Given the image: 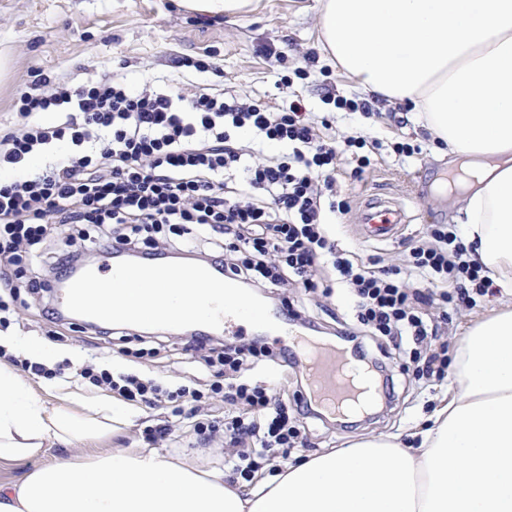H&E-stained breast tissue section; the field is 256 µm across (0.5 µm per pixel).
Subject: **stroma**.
Here are the masks:
<instances>
[{
	"label": "stroma",
	"mask_w": 512,
	"mask_h": 512,
	"mask_svg": "<svg viewBox=\"0 0 512 512\" xmlns=\"http://www.w3.org/2000/svg\"><path fill=\"white\" fill-rule=\"evenodd\" d=\"M317 26V0H259L255 11L234 20L187 13L177 0H0V51L11 60L8 75L0 80V129L25 126L14 99L37 70L70 84L110 73L135 92L162 81L188 94L195 85L219 82L241 102L274 111L300 101L311 122L330 119L325 140L340 144L361 136L367 141L364 152L371 164L360 177L352 175L350 155L336 160V193L350 204L346 214L332 220L338 242L359 263L383 269L405 267L410 249L431 243L432 229L451 221L447 202L433 190L435 178L447 172L448 162L432 154L425 130L408 107L377 102L369 115L335 107V99L353 100L357 94L351 81L324 59L316 41ZM183 57L205 59L222 69L224 76L219 79L211 71L180 67ZM397 142L416 146V153L396 154ZM377 193L402 204L408 216L389 240H367L360 234L364 204ZM264 299L270 310L291 308L299 321L324 332L357 333L369 356L391 370L395 384L391 401L381 404L372 417L347 424L337 418L304 420L303 447L292 450L276 466L283 468L361 438L407 437L447 398L448 379L417 377L418 363L409 350L394 349L386 337L373 335L357 320L346 284L333 281L327 293L273 287L266 289ZM496 299L492 292L477 297L472 306L433 305L429 313L438 327L437 344L455 347L469 326L496 310ZM1 300L9 302L10 312L7 323H0V350L20 360L36 358L60 367L69 379L68 390L88 399L98 397V389L74 381L73 375L93 358L107 357L126 373L166 377L174 386L192 380L208 384L221 369L217 355L230 342L224 333H214L199 356L192 358L183 352L189 339L185 328L116 325L102 334L85 328L78 316L65 324L48 321L43 308L52 304V292L34 295L23 288L14 298L9 289L0 288ZM249 375L266 382L274 397L291 409L306 393L295 367L262 362ZM172 410L169 403L153 409L130 406L129 425L114 437L80 448L57 446L25 463L1 467L0 483L16 481L56 461L80 463L107 449L145 447L144 429L166 422L174 424L176 441L161 443V451L204 470H223L225 481H232L234 475L219 455L227 439L197 432L196 425L244 416L243 406L217 395L196 414L176 416Z\"/></svg>",
	"instance_id": "stroma-1"
}]
</instances>
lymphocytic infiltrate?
<instances>
[{"label":"lymphocytic infiltrate","instance_id":"lymphocytic-infiltrate-1","mask_svg":"<svg viewBox=\"0 0 512 512\" xmlns=\"http://www.w3.org/2000/svg\"><path fill=\"white\" fill-rule=\"evenodd\" d=\"M16 107L33 119L43 112L60 119L52 126L34 120L24 131L0 134V169L25 172L0 182V284L7 288L19 279L33 293L50 287V280H28L24 273L33 248L54 224L96 226L112 248L146 258L171 250L192 254L203 241L211 246L213 265L250 288L289 284L309 291L319 286L315 269L328 262L350 285L361 324L419 343L428 332L414 304L428 305L436 297L446 304L463 302L491 287L456 234L444 227L435 230V245L412 248L409 260L424 279L440 280L439 296L408 292L390 269L356 271L331 240L322 213L323 191L334 182L336 149L323 143L300 102L272 112L226 101L223 90L212 87L188 98L160 90L135 93L108 76L69 85L44 75L20 94ZM244 130L287 146V153L249 159L235 144ZM60 142L71 148L66 159L28 172L33 154ZM78 376L147 407L183 398L199 402L224 391L243 400L268 419L256 457L238 448L252 428L237 419L225 425L233 450L224 462L246 481L259 459L275 460L297 446L300 418L313 409L306 400L288 411L264 387L246 383L168 390L157 379L106 365L82 367Z\"/></svg>","mask_w":512,"mask_h":512}]
</instances>
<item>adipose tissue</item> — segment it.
<instances>
[{
  "label": "adipose tissue",
  "instance_id": "1",
  "mask_svg": "<svg viewBox=\"0 0 512 512\" xmlns=\"http://www.w3.org/2000/svg\"><path fill=\"white\" fill-rule=\"evenodd\" d=\"M321 53L356 91L408 105L438 156L471 263L499 308L458 340L447 403L419 434L307 457L249 493L156 449L118 448L0 484V512H512V0H319ZM106 397H48L0 364V465L114 435Z\"/></svg>",
  "mask_w": 512,
  "mask_h": 512
}]
</instances>
